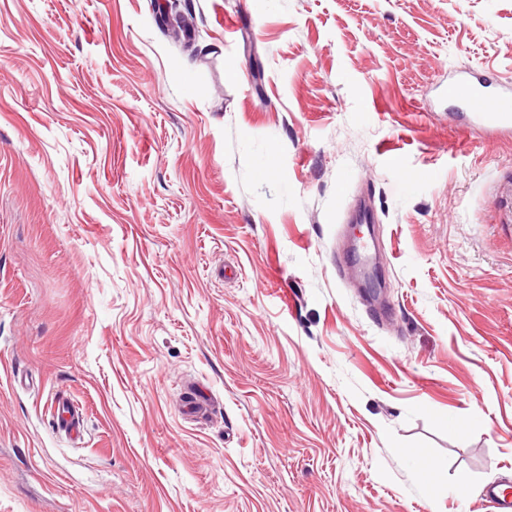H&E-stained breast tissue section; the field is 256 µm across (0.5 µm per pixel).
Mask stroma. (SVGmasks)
Listing matches in <instances>:
<instances>
[{"mask_svg": "<svg viewBox=\"0 0 512 512\" xmlns=\"http://www.w3.org/2000/svg\"><path fill=\"white\" fill-rule=\"evenodd\" d=\"M167 3L0 0V512H491L512 132L439 88L512 86V0ZM53 405L57 412V430L71 437H77L81 430V413L78 408L67 401L65 395H56Z\"/></svg>", "mask_w": 512, "mask_h": 512, "instance_id": "stroma-1", "label": "stroma"}]
</instances>
